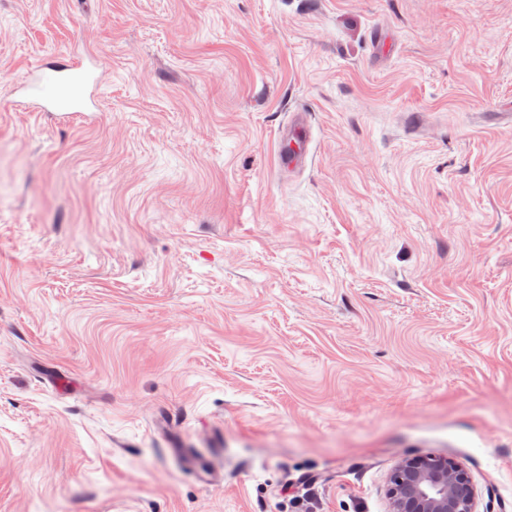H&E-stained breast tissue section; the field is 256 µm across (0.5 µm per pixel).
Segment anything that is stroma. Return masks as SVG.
Here are the masks:
<instances>
[{
	"label": "stroma",
	"instance_id": "1",
	"mask_svg": "<svg viewBox=\"0 0 512 512\" xmlns=\"http://www.w3.org/2000/svg\"><path fill=\"white\" fill-rule=\"evenodd\" d=\"M417 456L512 512V0H0V512H390ZM93 79L92 72L79 64H65L48 71L35 69L29 74L31 83L37 86L43 99L53 103L70 117V112H82L76 108V103L83 88ZM48 90H51L49 93ZM298 115L293 122L288 123V127L284 128L279 135V142L282 144V150L279 155L280 166L283 169H292L297 167L303 160L306 149L289 150V145L292 142H300L307 144L311 138V132L308 126L304 123V119L297 112Z\"/></svg>",
	"mask_w": 512,
	"mask_h": 512
}]
</instances>
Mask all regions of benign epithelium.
I'll return each instance as SVG.
<instances>
[{
  "label": "benign epithelium",
  "mask_w": 512,
  "mask_h": 512,
  "mask_svg": "<svg viewBox=\"0 0 512 512\" xmlns=\"http://www.w3.org/2000/svg\"><path fill=\"white\" fill-rule=\"evenodd\" d=\"M389 498L391 512H477L467 469L449 459L401 461L391 479Z\"/></svg>",
  "instance_id": "benign-epithelium-1"
}]
</instances>
